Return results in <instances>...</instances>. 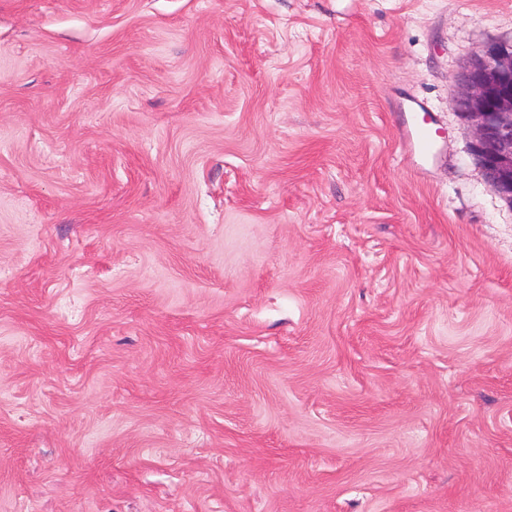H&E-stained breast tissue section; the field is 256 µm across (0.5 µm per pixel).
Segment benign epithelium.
Masks as SVG:
<instances>
[{"label":"benign epithelium","mask_w":512,"mask_h":512,"mask_svg":"<svg viewBox=\"0 0 512 512\" xmlns=\"http://www.w3.org/2000/svg\"><path fill=\"white\" fill-rule=\"evenodd\" d=\"M454 82L456 111L473 127L470 150L481 176L512 206V40L486 45Z\"/></svg>","instance_id":"benign-epithelium-1"}]
</instances>
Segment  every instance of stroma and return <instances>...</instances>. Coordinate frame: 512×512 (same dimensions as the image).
I'll list each match as a JSON object with an SVG mask.
<instances>
[{
    "label": "stroma",
    "mask_w": 512,
    "mask_h": 512,
    "mask_svg": "<svg viewBox=\"0 0 512 512\" xmlns=\"http://www.w3.org/2000/svg\"><path fill=\"white\" fill-rule=\"evenodd\" d=\"M511 38L0 0V512H512V207L453 80Z\"/></svg>",
    "instance_id": "stroma-1"
}]
</instances>
